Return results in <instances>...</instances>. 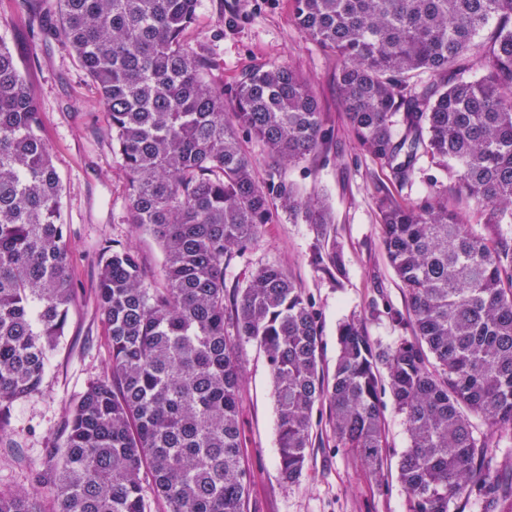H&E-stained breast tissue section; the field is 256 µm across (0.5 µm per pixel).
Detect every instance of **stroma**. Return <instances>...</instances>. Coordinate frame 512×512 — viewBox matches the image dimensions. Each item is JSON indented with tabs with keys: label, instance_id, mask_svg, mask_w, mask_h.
<instances>
[{
	"label": "stroma",
	"instance_id": "obj_1",
	"mask_svg": "<svg viewBox=\"0 0 512 512\" xmlns=\"http://www.w3.org/2000/svg\"><path fill=\"white\" fill-rule=\"evenodd\" d=\"M57 0H0V39L23 71L41 105L40 134L49 144L63 186L62 220L68 274L75 288L65 334L49 352L38 394L0 412V490L48 496L43 475L65 446L70 411L96 380L111 373L107 325L96 288L101 249L118 242L139 256L147 280L159 281L164 254L157 241L127 214V175L112 147V130L99 93L75 54L55 31ZM189 38L215 67V78L232 91L249 69L263 64L291 67L309 83L331 133L322 152L280 165L283 179L300 195L324 202L333 220L339 269L322 273L310 261L316 234L311 225L279 216L258 239L232 254L224 266L225 306L234 313L247 280L274 264L302 288L319 314L322 365L332 372L344 321L358 318L379 348L411 338L406 289L383 246L377 199L395 190L387 170L358 144L339 97L336 57L301 33L292 0H200ZM448 175L420 157L413 181L398 191L415 201L448 187ZM243 367L239 397L242 461L250 479L245 512H407L397 463L409 445L405 418L391 395H383L387 466L374 477L357 456L335 447L327 421L314 424L306 470L294 484L277 467V412L265 354L256 341L236 347Z\"/></svg>",
	"mask_w": 512,
	"mask_h": 512
}]
</instances>
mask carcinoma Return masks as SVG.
I'll return each mask as SVG.
<instances>
[{
  "mask_svg": "<svg viewBox=\"0 0 512 512\" xmlns=\"http://www.w3.org/2000/svg\"><path fill=\"white\" fill-rule=\"evenodd\" d=\"M58 2L59 34L99 90L127 172L129 223L165 261L157 286L134 251L103 247L97 301L111 378L91 384L71 414L49 468L53 509L0 492V512H148L150 494L165 512H244L240 338L266 356L284 481L303 475L322 408L335 447L382 474L388 390L410 439L398 464L408 512H455L471 496L483 512H512V478L493 467L498 432L512 429V237L499 232L512 223V0H294L303 35L336 55L360 145L400 187L429 155L454 196L379 197L413 339L378 349L348 321L330 376L314 304L280 267L252 273L233 336L224 303V261L280 213L313 226L316 267L339 265L325 206L280 177L256 183L239 136L279 164L319 154L327 133L307 81L271 64L224 101L211 59L186 37L199 0ZM493 19V38L475 41ZM424 72L432 80L414 83ZM40 112L0 41V410L39 393L74 301L62 183ZM469 199L489 233L456 206Z\"/></svg>",
  "mask_w": 512,
  "mask_h": 512,
  "instance_id": "carcinoma-1",
  "label": "carcinoma"
}]
</instances>
